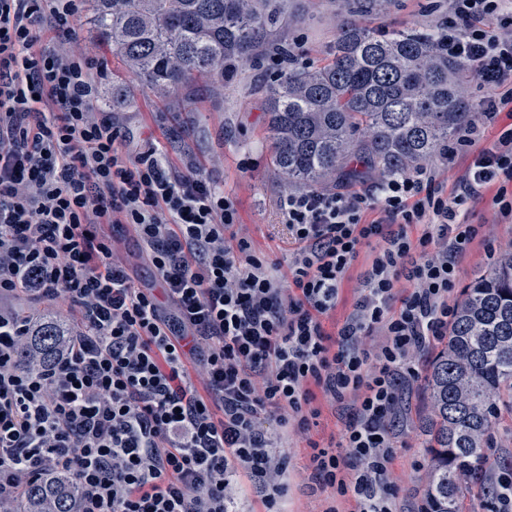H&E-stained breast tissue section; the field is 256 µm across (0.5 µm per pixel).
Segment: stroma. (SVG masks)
I'll list each match as a JSON object with an SVG mask.
<instances>
[{
	"mask_svg": "<svg viewBox=\"0 0 512 512\" xmlns=\"http://www.w3.org/2000/svg\"><path fill=\"white\" fill-rule=\"evenodd\" d=\"M306 6L308 19L302 23L289 20L288 37L299 44V62L314 63L336 34V12L329 0H307ZM447 13L448 0H391L381 21L394 28L432 25ZM77 28L94 49L93 74L101 97L111 98L113 89L118 88L129 100L122 110L103 111L111 119L120 141L133 148L148 140L176 167L189 162L199 165L235 199L241 234L270 259L287 265L288 232L277 214V199L285 184L272 164V146L265 132L266 98L262 92L264 83L278 71L274 62H266L260 72L246 71L235 83L225 86L223 100H215L202 91L190 105L177 112L143 89L123 69L112 49L99 41L89 13H81ZM470 220L479 225L480 235L458 264V284L462 287L486 271L500 251L512 247V220L495 216L489 201L473 204ZM113 235L121 241L135 284L154 286V271L145 261L142 246L131 229L119 225L114 227ZM428 404L422 380L412 381L401 392L394 468L403 481V512H417L422 503L423 480L429 467V455L423 444ZM315 405L321 415L309 438L288 435L274 425L269 428L290 467L287 491L281 500L283 512H325L328 506V492L312 481L306 468L308 443L314 440L328 446L337 442L347 414L321 397Z\"/></svg>",
	"mask_w": 512,
	"mask_h": 512,
	"instance_id": "1",
	"label": "stroma"
}]
</instances>
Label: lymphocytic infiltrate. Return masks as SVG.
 <instances>
[{"mask_svg":"<svg viewBox=\"0 0 512 512\" xmlns=\"http://www.w3.org/2000/svg\"><path fill=\"white\" fill-rule=\"evenodd\" d=\"M79 0H0V504L72 473L80 512H230L250 481L281 512L288 468L267 423L308 435L316 396L349 409L313 477L355 512H400V389L444 341L469 203L512 218V0H448V54L486 95L445 161L359 190L282 193L288 268L237 232L235 200L150 143L127 151L97 112ZM499 127L493 141L489 128ZM131 226L162 285L135 287L114 226ZM352 312L335 310L363 247ZM68 302L70 349L21 369L22 301Z\"/></svg>","mask_w":512,"mask_h":512,"instance_id":"lymphocytic-infiltrate-1","label":"lymphocytic infiltrate"}]
</instances>
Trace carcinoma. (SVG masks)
Segmentation results:
<instances>
[{"mask_svg":"<svg viewBox=\"0 0 512 512\" xmlns=\"http://www.w3.org/2000/svg\"><path fill=\"white\" fill-rule=\"evenodd\" d=\"M98 37L153 93L186 102L198 79L215 98L268 57L286 66L266 88L273 164L289 187L403 173L440 158L474 121L462 97L468 74L436 27L375 22L389 0H341L335 38L316 67H300L286 39L268 40L288 0H89ZM69 327L51 314L19 344L20 367L64 354ZM430 464L424 512L488 508L497 489L493 430L512 418V250L463 288L444 346L428 363ZM66 473L34 482L14 512H77Z\"/></svg>","mask_w":512,"mask_h":512,"instance_id":"obj_1","label":"carcinoma"}]
</instances>
